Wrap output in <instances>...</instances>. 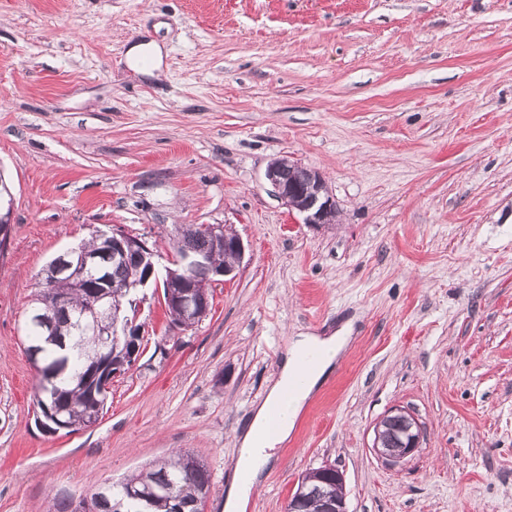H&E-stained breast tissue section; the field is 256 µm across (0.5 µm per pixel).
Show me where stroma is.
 <instances>
[{"instance_id":"stroma-1","label":"stroma","mask_w":512,"mask_h":512,"mask_svg":"<svg viewBox=\"0 0 512 512\" xmlns=\"http://www.w3.org/2000/svg\"><path fill=\"white\" fill-rule=\"evenodd\" d=\"M157 41L154 75L135 44ZM320 172L335 223L274 196ZM0 512L191 452L224 512L236 436L290 337L352 339L245 512H286L326 464L349 512H512V0H0ZM223 224L245 250L196 326L137 295L143 351L99 421L36 423L24 322L37 275L95 230ZM407 463L372 450L392 408ZM128 61L133 67L146 68L151 65L158 68L161 61V49L155 42L132 46L127 53ZM391 415L402 417L405 425L402 437L388 439L382 434L383 430L389 428ZM421 437V424L415 415L407 409L395 408L376 424L372 448L378 459L387 465L396 466L410 460L415 455L420 448Z\"/></svg>"}]
</instances>
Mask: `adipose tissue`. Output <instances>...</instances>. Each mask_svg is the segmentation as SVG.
<instances>
[{
	"instance_id": "ef3b65f1",
	"label": "adipose tissue",
	"mask_w": 512,
	"mask_h": 512,
	"mask_svg": "<svg viewBox=\"0 0 512 512\" xmlns=\"http://www.w3.org/2000/svg\"><path fill=\"white\" fill-rule=\"evenodd\" d=\"M348 341L343 329L331 336L292 338L278 379L270 386L241 437L235 477L226 495L224 512H245L262 473L276 460L277 445L288 440L300 411Z\"/></svg>"
}]
</instances>
